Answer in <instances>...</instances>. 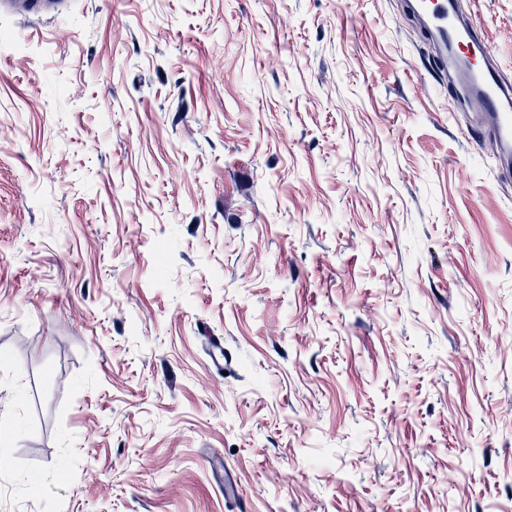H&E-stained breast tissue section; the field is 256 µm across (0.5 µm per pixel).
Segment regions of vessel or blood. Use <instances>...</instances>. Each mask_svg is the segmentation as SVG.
I'll return each instance as SVG.
<instances>
[{
	"instance_id": "1",
	"label": "vessel or blood",
	"mask_w": 512,
	"mask_h": 512,
	"mask_svg": "<svg viewBox=\"0 0 512 512\" xmlns=\"http://www.w3.org/2000/svg\"><path fill=\"white\" fill-rule=\"evenodd\" d=\"M413 19L437 48L434 71L448 86V108L469 115L472 140L492 137L497 176L512 181V81L504 77L484 25L460 0H407Z\"/></svg>"
}]
</instances>
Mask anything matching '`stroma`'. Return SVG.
I'll return each instance as SVG.
<instances>
[{"label": "stroma", "mask_w": 512, "mask_h": 512, "mask_svg": "<svg viewBox=\"0 0 512 512\" xmlns=\"http://www.w3.org/2000/svg\"><path fill=\"white\" fill-rule=\"evenodd\" d=\"M405 2L0 7V512H512V191Z\"/></svg>", "instance_id": "1"}]
</instances>
